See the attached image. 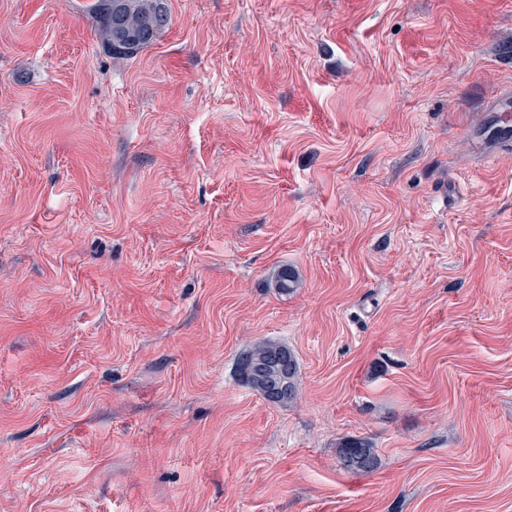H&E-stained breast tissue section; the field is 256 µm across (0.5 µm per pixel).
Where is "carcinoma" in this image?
Instances as JSON below:
<instances>
[{
    "label": "carcinoma",
    "mask_w": 512,
    "mask_h": 512,
    "mask_svg": "<svg viewBox=\"0 0 512 512\" xmlns=\"http://www.w3.org/2000/svg\"><path fill=\"white\" fill-rule=\"evenodd\" d=\"M80 8L97 19L99 39L120 56H133L152 44L169 26L167 0H112L107 10L106 0H85ZM299 276L285 266L277 274L276 288L284 294L294 292ZM241 379L275 404H287L297 397L299 364L288 346L273 341H260L243 352L238 359ZM337 454L354 470L373 471L378 456L366 438L349 437L337 443Z\"/></svg>",
    "instance_id": "1"
}]
</instances>
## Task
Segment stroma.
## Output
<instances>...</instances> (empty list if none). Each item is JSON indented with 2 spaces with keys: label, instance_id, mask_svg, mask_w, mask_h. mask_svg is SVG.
<instances>
[{
  "label": "stroma",
  "instance_id": "35a3bbf8",
  "mask_svg": "<svg viewBox=\"0 0 512 512\" xmlns=\"http://www.w3.org/2000/svg\"><path fill=\"white\" fill-rule=\"evenodd\" d=\"M168 8L0 0V512H512V0ZM86 0L80 8L97 21L99 39L120 56H133L152 44L169 26L167 0ZM511 101V105H510ZM489 114L493 113V121L489 125L492 129L493 137L496 140H506L510 136L512 138V97L509 92H504L492 97L487 102ZM496 111V112H494ZM252 363L264 365V371L253 373ZM237 364L241 379L268 402L287 404L296 399L299 364L288 346L273 341L257 342L239 356ZM274 386L279 391L273 398L270 388ZM336 448L340 459L351 469L371 472L377 467L376 450L366 438H344L337 443Z\"/></svg>",
  "mask_w": 512,
  "mask_h": 512
}]
</instances>
